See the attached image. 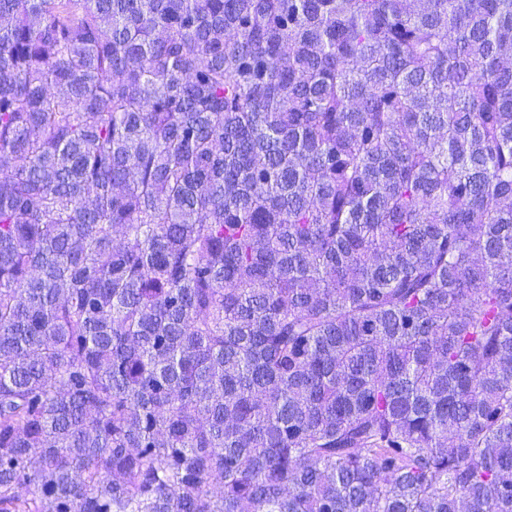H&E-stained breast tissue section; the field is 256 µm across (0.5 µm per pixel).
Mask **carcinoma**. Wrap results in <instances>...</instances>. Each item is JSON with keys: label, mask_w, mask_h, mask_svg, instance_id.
<instances>
[{"label": "carcinoma", "mask_w": 512, "mask_h": 512, "mask_svg": "<svg viewBox=\"0 0 512 512\" xmlns=\"http://www.w3.org/2000/svg\"><path fill=\"white\" fill-rule=\"evenodd\" d=\"M0 512H512V0H0Z\"/></svg>", "instance_id": "1"}]
</instances>
